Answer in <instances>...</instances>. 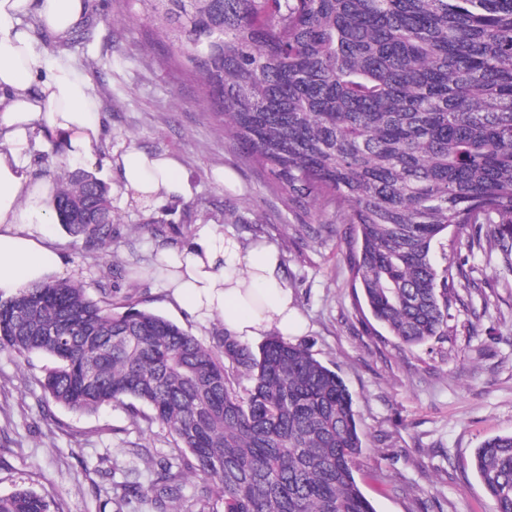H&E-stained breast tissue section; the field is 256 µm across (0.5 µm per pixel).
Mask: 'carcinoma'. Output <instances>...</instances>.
<instances>
[{
	"mask_svg": "<svg viewBox=\"0 0 512 512\" xmlns=\"http://www.w3.org/2000/svg\"><path fill=\"white\" fill-rule=\"evenodd\" d=\"M138 2L270 187L351 225L353 293L400 343L448 335L459 290L475 287L434 263L449 228L456 251H497L512 274V0ZM56 208L85 249L112 241V201L92 176L59 179ZM99 294L54 279L0 295V352L52 358L40 385L65 407L134 400L166 425L201 492L185 496L166 465L143 497L175 512L214 493L223 512H376L335 371L279 335L255 351L226 330L206 346ZM473 467L494 512H512V435L485 440ZM49 507L31 489L0 496V512Z\"/></svg>",
	"mask_w": 512,
	"mask_h": 512,
	"instance_id": "obj_1",
	"label": "carcinoma"
}]
</instances>
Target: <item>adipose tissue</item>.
Instances as JSON below:
<instances>
[{"instance_id": "1", "label": "adipose tissue", "mask_w": 512, "mask_h": 512, "mask_svg": "<svg viewBox=\"0 0 512 512\" xmlns=\"http://www.w3.org/2000/svg\"><path fill=\"white\" fill-rule=\"evenodd\" d=\"M87 0H0V295L56 277L64 267L43 228L53 223L55 185L34 174V143L55 137L71 164L86 161L103 133L88 79L66 57H46L34 28L62 40L84 23ZM126 197L151 209L188 197L180 161L129 144L110 162ZM171 269V300L245 342L271 331L288 336L303 320L284 280L278 251L202 225L187 242L159 249Z\"/></svg>"}]
</instances>
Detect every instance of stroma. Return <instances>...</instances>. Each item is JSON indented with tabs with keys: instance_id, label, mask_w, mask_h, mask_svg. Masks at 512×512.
<instances>
[{
	"instance_id": "stroma-1",
	"label": "stroma",
	"mask_w": 512,
	"mask_h": 512,
	"mask_svg": "<svg viewBox=\"0 0 512 512\" xmlns=\"http://www.w3.org/2000/svg\"><path fill=\"white\" fill-rule=\"evenodd\" d=\"M83 40L65 52L89 79L103 135L93 148L95 176L110 189L115 233L107 251L86 253L59 224L45 227L64 256L62 275L98 297L109 265L112 308L146 310L176 323L205 345L222 317L201 319L172 304L165 282L149 272L159 248L135 225L166 224L181 244L211 224L244 245H273L304 326L293 343L309 349L350 387L363 440L356 479L376 512H491L473 467L476 449L512 434V289L493 276L499 255L476 254L477 279L491 286L454 306L447 336L407 348L360 307L350 286L348 225L323 240L300 238L302 224H327L317 208L289 207L266 176L246 162L224 129L197 103V86L172 62L137 0H89ZM176 156L191 184L188 198L145 211L127 202L111 155L128 142ZM232 173L231 183L216 176ZM53 362L0 353V496L30 488L51 512H157L132 485L149 486L168 461L173 437L149 409L105 405L75 412L52 402L38 384Z\"/></svg>"
}]
</instances>
